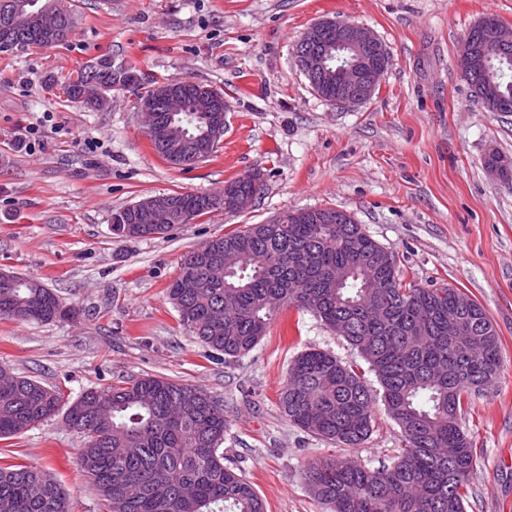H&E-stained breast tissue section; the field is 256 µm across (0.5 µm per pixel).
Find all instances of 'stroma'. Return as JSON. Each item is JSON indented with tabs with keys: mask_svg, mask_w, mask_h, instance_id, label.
Here are the masks:
<instances>
[{
	"mask_svg": "<svg viewBox=\"0 0 512 512\" xmlns=\"http://www.w3.org/2000/svg\"><path fill=\"white\" fill-rule=\"evenodd\" d=\"M65 43L0 53V268L41 281L76 320L0 319V365L59 389L144 376L196 385L223 408L224 464L248 478L265 512H325L302 471L345 457L389 463L401 430L383 406L357 448L293 425L278 395L291 362L316 348L366 371L358 351L312 313L284 312L249 354L226 357L187 331L168 297L183 256L215 237L288 211L337 207L392 252L408 282L449 285L478 302L498 335L494 387L461 416L476 449L466 512H512V184L484 157L512 160V112H490L460 74L458 47L485 16L512 26V0H66ZM372 29L390 65L365 104L340 109L312 90L295 45L315 22ZM157 78H187L228 103L215 153L185 172L144 133L132 92L91 111L59 82L101 54ZM261 173L245 213L216 211L168 238L126 239L113 213L174 191L215 193ZM82 437L63 414L0 440V463L38 465L72 512H106L76 463Z\"/></svg>",
	"mask_w": 512,
	"mask_h": 512,
	"instance_id": "35a3bbf8",
	"label": "stroma"
}]
</instances>
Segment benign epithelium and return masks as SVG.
<instances>
[{
	"label": "benign epithelium",
	"mask_w": 512,
	"mask_h": 512,
	"mask_svg": "<svg viewBox=\"0 0 512 512\" xmlns=\"http://www.w3.org/2000/svg\"><path fill=\"white\" fill-rule=\"evenodd\" d=\"M18 12L14 11L0 18V49L12 47L11 33L17 26ZM349 48L355 57L354 63L338 66L336 73V98L331 104L348 108L363 104L370 95L380 87L382 78L389 66V58L379 50L380 39L360 24L345 20L327 18L314 23L301 38L303 47L296 48V58L300 70L307 76L325 82L326 70L323 61L329 54L331 42ZM499 51L512 48V29L491 27L482 23L474 25L459 47L461 75L470 79L475 73V61L486 46ZM190 93L184 84L159 82L153 92L139 99V114L144 123L145 133L160 134L165 140L169 155L177 164L184 166L194 162L205 147L201 140H191L178 125L159 126L158 112L154 109L155 99L166 112L183 111L184 103ZM203 112L210 113L206 137L217 139L224 134V112L227 110L221 101H207L199 104ZM254 192L240 194L227 189L216 203L226 215H236L249 210L255 203L263 185V177L259 173L249 176ZM134 207L148 216L153 224H171L179 212L178 203L167 196H149L136 203Z\"/></svg>",
	"instance_id": "1"
}]
</instances>
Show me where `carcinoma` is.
<instances>
[{"mask_svg": "<svg viewBox=\"0 0 512 512\" xmlns=\"http://www.w3.org/2000/svg\"><path fill=\"white\" fill-rule=\"evenodd\" d=\"M53 6L66 42L75 28L72 9ZM46 19L33 9L19 23L29 36ZM112 57L87 66L105 86L94 103L83 83L65 86L67 98L102 110L116 92ZM475 97L493 111L512 102V55L488 53L479 64ZM149 91L156 82L128 65L121 81ZM180 124L199 133L204 113L194 106ZM485 167L512 178L496 150ZM195 217L218 194L176 193ZM280 224H248L210 240L212 260L189 251L168 287L181 324L215 352L229 357L253 350L287 308L311 312L354 346L382 390L388 414L401 429L403 447L387 465L355 467L346 458L310 463L304 484L326 512H465L475 448L460 423L464 403L491 388L502 361L499 336L473 299L460 315L470 329L457 339L453 314L464 295L448 286L403 283L393 254L362 225L319 221L287 211ZM167 224H121L116 235L165 238ZM77 310L41 282L14 274L0 287V319L73 320ZM288 420L341 447L355 448L372 430L376 395L364 374L333 354L311 348L291 363L279 394ZM63 406L61 393L26 377L0 386V439L19 435ZM65 420L82 434L77 465L93 481L108 512H264L252 484L224 466V410L203 390L160 376L90 389L69 403ZM0 512H70L67 496L44 470L0 464Z\"/></svg>", "mask_w": 512, "mask_h": 512, "instance_id": "cac0c4a2", "label": "carcinoma"}]
</instances>
